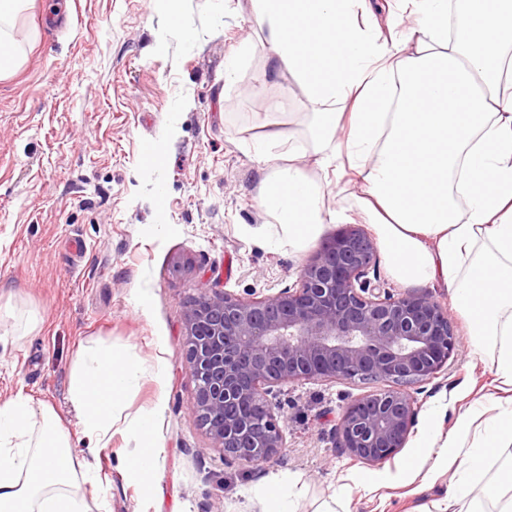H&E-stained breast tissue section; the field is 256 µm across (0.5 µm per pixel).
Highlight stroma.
I'll use <instances>...</instances> for the list:
<instances>
[{
  "label": "stroma",
  "instance_id": "stroma-1",
  "mask_svg": "<svg viewBox=\"0 0 512 512\" xmlns=\"http://www.w3.org/2000/svg\"><path fill=\"white\" fill-rule=\"evenodd\" d=\"M49 2L29 0L17 15L20 64L0 78V306L37 320L20 336L0 317V401L25 391L70 431L74 454L103 479L86 495L87 512H269L257 491L282 481L294 512H441L453 472L428 480L435 459L417 450L427 409H441L447 431L459 413L501 395L491 350L476 352L459 314L456 351L415 390L416 421L384 465L386 484L372 485L375 466L338 447L342 412L374 384L281 386L273 404L288 420L286 448L256 468L225 463L189 414V302L215 287L276 294L298 283L312 256L280 245L256 201L264 172L248 143L303 130L313 106L293 77L266 79L250 0H177V27L152 0ZM246 39L257 49L225 82L224 63ZM249 84L262 98L245 96ZM84 347L147 369L95 456L79 440L69 394ZM157 406L163 462L145 489L125 475L138 448L126 426Z\"/></svg>",
  "mask_w": 512,
  "mask_h": 512
}]
</instances>
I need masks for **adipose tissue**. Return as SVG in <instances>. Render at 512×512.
I'll return each mask as SVG.
<instances>
[{
    "instance_id": "ef3b65f1",
    "label": "adipose tissue",
    "mask_w": 512,
    "mask_h": 512,
    "mask_svg": "<svg viewBox=\"0 0 512 512\" xmlns=\"http://www.w3.org/2000/svg\"><path fill=\"white\" fill-rule=\"evenodd\" d=\"M364 2L251 0L270 76L292 75L315 107L308 145L295 133L252 144L265 168L258 204L301 252L341 218L326 185L355 179L351 219L371 225L389 276L449 288L474 347L493 345L512 386V0H469L453 30L449 0H400L398 36L361 21ZM310 152L322 180L302 169ZM141 376L111 351L82 350L69 394L93 450L109 445L113 411ZM491 408L475 434L471 409L448 433L432 419L422 430L421 448L455 469L448 512H512V481L474 478L490 450L512 446V396ZM160 414L127 425L140 446L125 471L147 488L161 470ZM101 483L48 407L21 392L0 403V512H85V485Z\"/></svg>"
}]
</instances>
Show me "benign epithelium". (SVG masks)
Instances as JSON below:
<instances>
[{
    "label": "benign epithelium",
    "instance_id": "1",
    "mask_svg": "<svg viewBox=\"0 0 512 512\" xmlns=\"http://www.w3.org/2000/svg\"><path fill=\"white\" fill-rule=\"evenodd\" d=\"M375 260L374 241L351 225L322 245L296 287L252 299L216 290L186 308L190 415L226 462L254 465L285 450L287 420L270 395L300 380L381 384L347 405L339 447L370 465L404 447L417 412L411 389L444 369L454 331L438 302L373 283Z\"/></svg>",
    "mask_w": 512,
    "mask_h": 512
}]
</instances>
